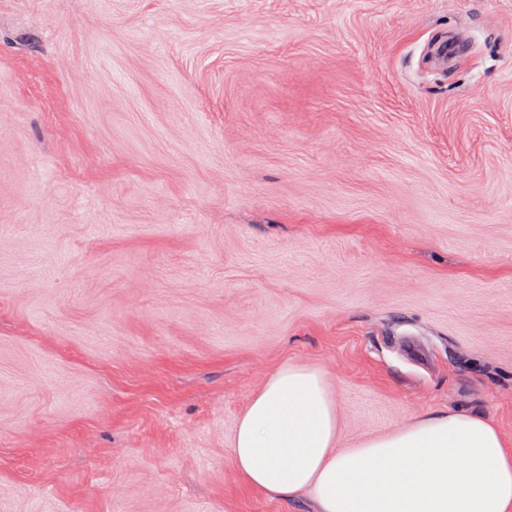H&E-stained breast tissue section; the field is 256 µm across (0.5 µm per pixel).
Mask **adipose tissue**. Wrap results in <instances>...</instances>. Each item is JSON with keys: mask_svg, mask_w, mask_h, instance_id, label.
<instances>
[{"mask_svg": "<svg viewBox=\"0 0 512 512\" xmlns=\"http://www.w3.org/2000/svg\"><path fill=\"white\" fill-rule=\"evenodd\" d=\"M236 475L317 512H512V448L486 419L442 412L352 446L317 365L286 362L256 390L231 442Z\"/></svg>", "mask_w": 512, "mask_h": 512, "instance_id": "adipose-tissue-1", "label": "adipose tissue"}]
</instances>
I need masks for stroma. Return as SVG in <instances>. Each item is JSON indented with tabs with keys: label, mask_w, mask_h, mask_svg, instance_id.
Instances as JSON below:
<instances>
[{
	"label": "stroma",
	"mask_w": 512,
	"mask_h": 512,
	"mask_svg": "<svg viewBox=\"0 0 512 512\" xmlns=\"http://www.w3.org/2000/svg\"><path fill=\"white\" fill-rule=\"evenodd\" d=\"M288 361L512 442V0H0V512H316Z\"/></svg>",
	"instance_id": "35a3bbf8"
}]
</instances>
